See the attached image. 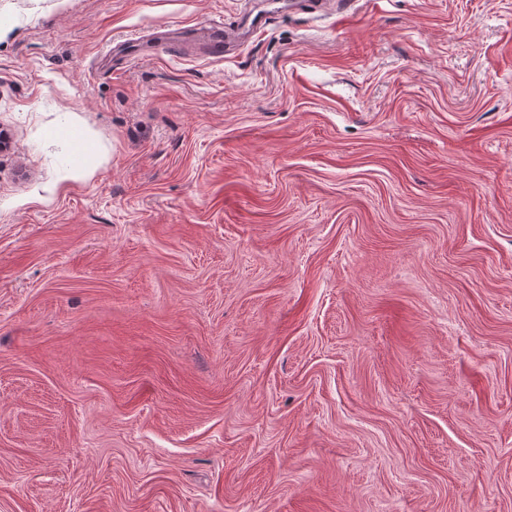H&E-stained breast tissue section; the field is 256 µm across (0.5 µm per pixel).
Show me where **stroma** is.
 Masks as SVG:
<instances>
[{
	"mask_svg": "<svg viewBox=\"0 0 512 512\" xmlns=\"http://www.w3.org/2000/svg\"><path fill=\"white\" fill-rule=\"evenodd\" d=\"M0 0V512H512V0ZM202 40L204 47L209 53H216L218 50H234L240 45V29L224 27V23L217 20H210L194 29ZM151 44L152 45L147 46L138 39H131L130 41L123 42L124 48L121 49V51L125 57L136 58L141 56H150L154 53V50H157L160 46H165L169 52L173 53L179 50L178 43L168 38H160L159 41H155Z\"/></svg>",
	"mask_w": 512,
	"mask_h": 512,
	"instance_id": "obj_1",
	"label": "stroma"
}]
</instances>
